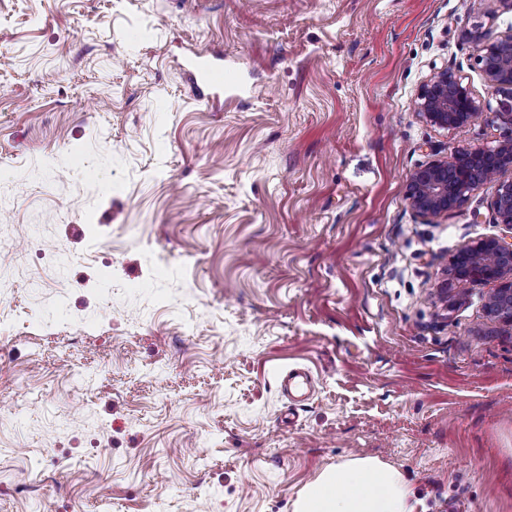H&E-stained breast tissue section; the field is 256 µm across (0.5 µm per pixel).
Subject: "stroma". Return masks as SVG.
I'll list each match as a JSON object with an SVG mask.
<instances>
[{
	"label": "stroma",
	"instance_id": "stroma-1",
	"mask_svg": "<svg viewBox=\"0 0 512 512\" xmlns=\"http://www.w3.org/2000/svg\"><path fill=\"white\" fill-rule=\"evenodd\" d=\"M491 8L0 0V512H290L353 456L415 512H512V330L447 277L512 230L492 182L430 221L408 202L417 167L503 136L413 110L445 64L492 101ZM195 52L246 94L196 97Z\"/></svg>",
	"mask_w": 512,
	"mask_h": 512
}]
</instances>
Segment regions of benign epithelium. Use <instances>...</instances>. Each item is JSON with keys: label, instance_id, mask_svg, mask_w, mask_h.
<instances>
[{"label": "benign epithelium", "instance_id": "1", "mask_svg": "<svg viewBox=\"0 0 512 512\" xmlns=\"http://www.w3.org/2000/svg\"><path fill=\"white\" fill-rule=\"evenodd\" d=\"M473 35L487 41L481 70L498 107L481 103L454 68L442 66L418 90L414 112L426 123L446 130L491 112L506 133L492 148H457L450 158L413 171L409 204L420 217H438L460 207L478 183L496 180L491 208L496 221L512 229V179L499 180L504 172L512 171V27L494 36L477 26ZM450 271L457 281L497 283L486 302V314L512 326V241L488 237L465 245L452 258Z\"/></svg>", "mask_w": 512, "mask_h": 512}]
</instances>
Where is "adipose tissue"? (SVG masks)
<instances>
[{
  "label": "adipose tissue",
  "instance_id": "obj_1",
  "mask_svg": "<svg viewBox=\"0 0 512 512\" xmlns=\"http://www.w3.org/2000/svg\"><path fill=\"white\" fill-rule=\"evenodd\" d=\"M413 490L397 467L355 456L326 467L292 503V512H414Z\"/></svg>",
  "mask_w": 512,
  "mask_h": 512
}]
</instances>
